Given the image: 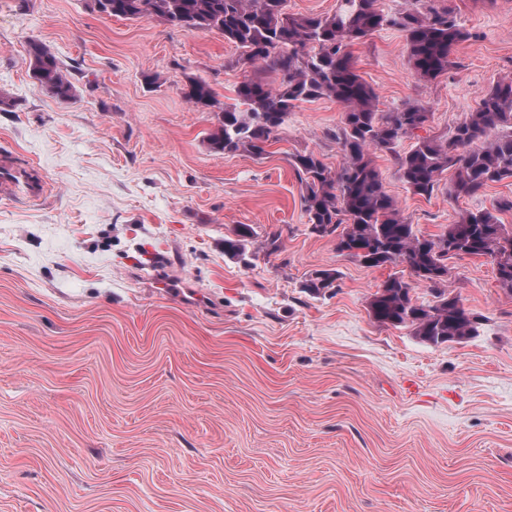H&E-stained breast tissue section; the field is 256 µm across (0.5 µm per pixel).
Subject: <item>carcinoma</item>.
<instances>
[{
	"mask_svg": "<svg viewBox=\"0 0 512 512\" xmlns=\"http://www.w3.org/2000/svg\"><path fill=\"white\" fill-rule=\"evenodd\" d=\"M376 0H340L332 14H291L287 0H95L99 12L116 18L158 19L188 30H217L239 51L236 63L253 71L224 104L205 140L221 153H265V146L296 104L320 98L342 107L334 139L342 154L336 170L313 151L294 154L292 166L310 233L339 235L336 249L367 268L403 266L379 285L368 302L374 322L409 327L423 343H463L480 335L483 320L448 293V251L487 256L496 261L499 287L512 293V227L500 215L512 213V195L497 197L489 208L462 212L441 233L425 236L401 214L373 164L375 152L393 156L406 191L426 198L440 189L441 174L453 170L449 196L474 198L491 183L512 178V77L498 78L479 97L477 108L459 122L450 137L421 136L430 119L419 102L392 112L378 111V95L357 73L351 46L387 26L402 32L408 61L423 80L448 72L456 46L469 33L435 0L393 14ZM33 77L53 96H75L59 59L43 43L29 42ZM278 76L269 83L262 73ZM184 97L196 108L217 106L215 92L202 78L187 77ZM413 140L406 152L401 143ZM253 231L239 225L224 239V254L244 260ZM336 274L321 270L306 287H334ZM424 287L434 301L419 300Z\"/></svg>",
	"mask_w": 512,
	"mask_h": 512,
	"instance_id": "carcinoma-1",
	"label": "carcinoma"
}]
</instances>
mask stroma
I'll list each match as a JSON object with an SVG mask.
<instances>
[{
  "instance_id": "obj_1",
  "label": "stroma",
  "mask_w": 512,
  "mask_h": 512,
  "mask_svg": "<svg viewBox=\"0 0 512 512\" xmlns=\"http://www.w3.org/2000/svg\"><path fill=\"white\" fill-rule=\"evenodd\" d=\"M440 4L469 37L435 81L396 29L352 48L379 111L422 103L433 136L512 75V0ZM33 39L74 99L33 78ZM237 55L218 31L92 0H0V155L48 184L0 198V512H512V294L494 262L454 261L448 278L480 336L433 346L374 322L388 269L310 234L291 165L313 150L340 166L341 106L298 104L264 158L213 151L214 113L183 88L197 76L232 102ZM374 164L426 236L512 194L507 179L427 199L389 154ZM242 224L246 265L224 253ZM320 270L336 285L310 292Z\"/></svg>"
}]
</instances>
